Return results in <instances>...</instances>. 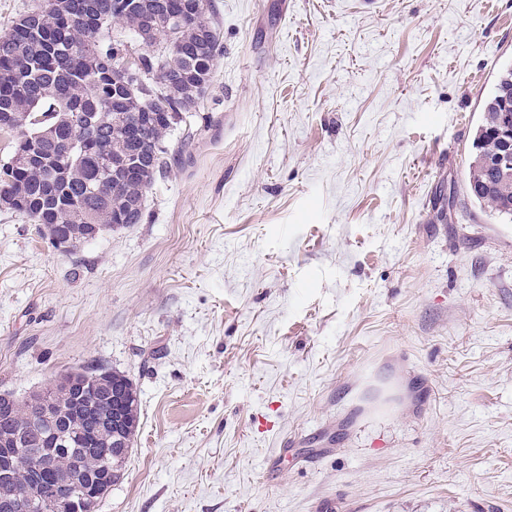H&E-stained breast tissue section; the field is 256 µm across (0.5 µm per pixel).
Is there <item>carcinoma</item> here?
Instances as JSON below:
<instances>
[{
  "label": "carcinoma",
  "mask_w": 512,
  "mask_h": 512,
  "mask_svg": "<svg viewBox=\"0 0 512 512\" xmlns=\"http://www.w3.org/2000/svg\"><path fill=\"white\" fill-rule=\"evenodd\" d=\"M102 0H45L13 22L6 33L12 49L0 54V112L20 116L21 130L9 154L0 160V201L7 209L25 215L33 224L50 226L67 239V252L89 241L92 225L98 233L139 224L147 189L167 176L194 140L187 131L176 145L166 142L174 127L210 85L221 54L220 31L211 15V0H164L172 15L187 23L184 40L167 59L160 95L149 92L120 101L112 95V80L118 74L110 30L118 24L127 33L141 26L142 14L134 0H110L105 18L92 20ZM208 32V46L197 50V32ZM512 104V66L499 70L481 107L475 128L473 155L469 164L467 192L480 206L512 221V175L496 174L487 160L501 150L495 135L505 104ZM97 113L99 133L71 128L77 114ZM136 112H154L158 119L147 127L143 139L133 144L125 138V126ZM71 139L74 149L66 158H52V140ZM142 157L134 179L112 178L113 164L130 155ZM112 183L108 198L97 193L103 183ZM99 378L67 400L66 407L95 396L103 388L122 393L123 410L130 417L127 441L134 440L139 425V395L130 378L119 371L89 367ZM23 429L19 443H8L15 455L12 483L22 487L38 476L39 509L36 512H71L70 497L57 488V476L70 457L83 448L98 446L90 421L63 415L58 435L29 420L26 400L0 401V435ZM76 443L56 455V467L35 474V459L55 440L70 435Z\"/></svg>",
  "instance_id": "obj_1"
}]
</instances>
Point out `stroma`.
<instances>
[{"label":"stroma","mask_w":512,"mask_h":512,"mask_svg":"<svg viewBox=\"0 0 512 512\" xmlns=\"http://www.w3.org/2000/svg\"><path fill=\"white\" fill-rule=\"evenodd\" d=\"M212 3L141 223L0 207V393L136 384L99 512H512V222L465 193L512 0Z\"/></svg>","instance_id":"obj_1"}]
</instances>
